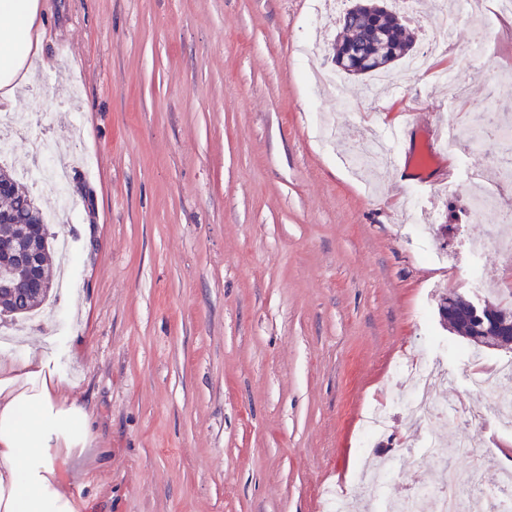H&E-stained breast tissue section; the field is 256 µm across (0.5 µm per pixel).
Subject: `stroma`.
I'll return each mask as SVG.
<instances>
[{"label":"stroma","instance_id":"35a3bbf8","mask_svg":"<svg viewBox=\"0 0 512 512\" xmlns=\"http://www.w3.org/2000/svg\"><path fill=\"white\" fill-rule=\"evenodd\" d=\"M44 67L0 113L38 122L4 164L31 166L33 134L56 142L45 165L61 186L32 188L49 233L70 242L40 320L0 318V358L52 337L51 374L85 408L91 437L66 468L82 512H336L362 497L364 456L390 463V499L433 469L406 414L397 369L425 358L448 372V400L476 421L485 486L500 480L512 434L495 428V391L472 390V348L440 321L455 289L512 304V264L470 265L467 237L512 234L493 210L471 211V169L488 154L458 148L455 189L426 194L399 169L377 180L352 158L419 93L424 121L496 108L512 116V15L491 20L489 74L466 55L429 58L403 91L371 102L361 79L342 94L311 73L333 67L340 31L320 0H39ZM389 0L422 47L437 8ZM468 76L452 101L437 73ZM478 273L481 290L468 288ZM389 415L364 435V414Z\"/></svg>","mask_w":512,"mask_h":512}]
</instances>
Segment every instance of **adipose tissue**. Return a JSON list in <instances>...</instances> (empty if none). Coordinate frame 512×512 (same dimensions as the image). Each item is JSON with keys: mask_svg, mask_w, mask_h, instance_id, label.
<instances>
[{"mask_svg": "<svg viewBox=\"0 0 512 512\" xmlns=\"http://www.w3.org/2000/svg\"><path fill=\"white\" fill-rule=\"evenodd\" d=\"M39 0H0V100L12 102L16 79L34 67L31 32ZM42 350L0 359V512H76L74 483L58 459L90 436L88 417L50 382Z\"/></svg>", "mask_w": 512, "mask_h": 512, "instance_id": "adipose-tissue-1", "label": "adipose tissue"}]
</instances>
